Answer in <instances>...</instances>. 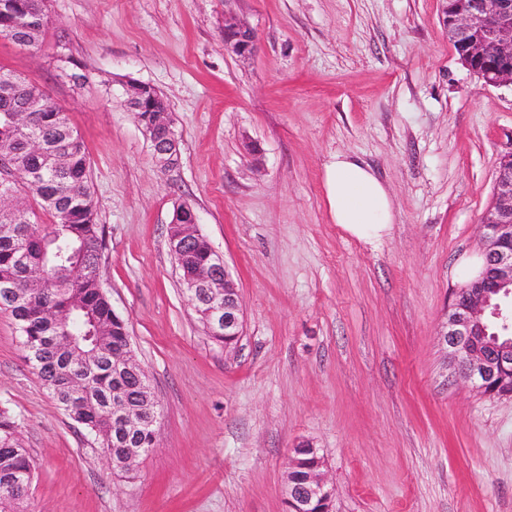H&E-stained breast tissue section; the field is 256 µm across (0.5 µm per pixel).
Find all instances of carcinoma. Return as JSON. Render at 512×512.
Masks as SVG:
<instances>
[{
	"label": "carcinoma",
	"instance_id": "1",
	"mask_svg": "<svg viewBox=\"0 0 512 512\" xmlns=\"http://www.w3.org/2000/svg\"><path fill=\"white\" fill-rule=\"evenodd\" d=\"M0 0V35L15 44L44 39L51 20L31 18L18 4ZM14 83L12 96L0 108L24 109L33 98L44 111L25 131L0 114V154L9 167L0 170V192L11 191L16 206L0 214V310L10 312L26 357L57 404L76 423L112 451L126 437L147 451L155 429L146 423L126 429L112 416V391L122 390L129 409L146 414L155 408L153 393L117 360L131 353L125 322L114 314L99 275L104 229L96 223V206L84 141L65 110L37 85L0 66V84ZM36 136L45 152L31 153L27 138ZM93 260L84 276L72 280L62 267L81 257ZM211 246L198 237L177 258L185 281L210 261ZM47 309L67 317L64 326L49 322ZM18 423L0 409V478L33 477L30 452L17 435Z\"/></svg>",
	"mask_w": 512,
	"mask_h": 512
}]
</instances>
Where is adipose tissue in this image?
<instances>
[{
  "label": "adipose tissue",
  "instance_id": "adipose-tissue-1",
  "mask_svg": "<svg viewBox=\"0 0 512 512\" xmlns=\"http://www.w3.org/2000/svg\"><path fill=\"white\" fill-rule=\"evenodd\" d=\"M330 219L347 235L378 244L394 222L392 198L372 169L357 158L336 154L325 167Z\"/></svg>",
  "mask_w": 512,
  "mask_h": 512
}]
</instances>
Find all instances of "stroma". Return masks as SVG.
Returning a JSON list of instances; mask_svg holds the SVG:
<instances>
[{
    "label": "stroma",
    "mask_w": 512,
    "mask_h": 512,
    "mask_svg": "<svg viewBox=\"0 0 512 512\" xmlns=\"http://www.w3.org/2000/svg\"><path fill=\"white\" fill-rule=\"evenodd\" d=\"M442 6L48 0L41 43L0 36V66L40 86L85 142L100 280L159 411L136 471L113 473L0 310V408L33 459L28 512H284L285 460L302 442L324 457L334 512H512V398L473 390L440 336L512 151V86L461 61ZM228 16L254 31L251 57L225 51ZM130 80L165 96L176 167L155 161L122 105ZM337 153L391 194L378 246L330 220ZM182 204L237 285L233 352L182 290L168 247Z\"/></svg>",
    "instance_id": "obj_1"
}]
</instances>
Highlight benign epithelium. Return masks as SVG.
Returning <instances> with one entry per match:
<instances>
[{
    "label": "benign epithelium",
    "instance_id": "1",
    "mask_svg": "<svg viewBox=\"0 0 512 512\" xmlns=\"http://www.w3.org/2000/svg\"><path fill=\"white\" fill-rule=\"evenodd\" d=\"M442 25L457 46L464 64L488 85L512 84V0H445ZM255 34L248 26L224 20V49L239 56L254 54ZM146 83L124 85V103L130 112H149L142 124L148 139L155 126L168 128L166 142L152 146L155 159L165 168L178 165L179 140L166 111L145 106ZM172 223L186 225L184 233L169 243L172 255L180 254L200 235L197 216L188 205L179 206ZM480 234L484 241V271L456 292L448 307L442 330L448 357L463 377L482 396L496 397L492 387L512 376V151L505 154L496 171L494 200L482 217ZM219 263L197 272L193 288L206 290L211 307L209 326L224 325V347L238 344L243 335L244 312L235 283L223 254ZM313 462L305 466V456ZM144 455L140 448H123L106 455L109 465L135 468ZM318 449L307 443L293 449L287 472L307 470L298 482L285 481L284 499L289 512H332L334 489L324 470Z\"/></svg>",
    "mask_w": 512,
    "mask_h": 512
}]
</instances>
